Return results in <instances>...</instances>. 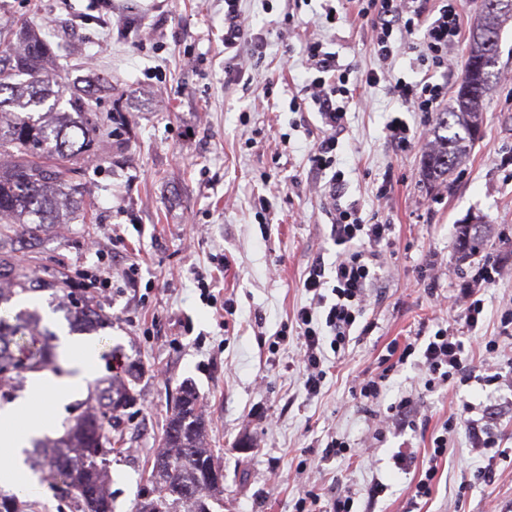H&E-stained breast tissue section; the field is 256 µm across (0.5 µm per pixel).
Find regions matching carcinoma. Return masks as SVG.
Listing matches in <instances>:
<instances>
[{
    "label": "carcinoma",
    "instance_id": "obj_1",
    "mask_svg": "<svg viewBox=\"0 0 512 512\" xmlns=\"http://www.w3.org/2000/svg\"><path fill=\"white\" fill-rule=\"evenodd\" d=\"M512 18V7L481 11L467 48L464 75L448 109L437 114L434 141L423 157V176L446 181L480 138L484 97L498 70L470 72L487 49L478 32L499 34ZM68 57L64 43L50 44L21 30L17 41L0 39V224H14L19 242H32L64 213L86 209L84 186L77 176L85 163L97 158L100 143L110 140L112 121L99 114L91 90L65 98L57 75L46 68L52 52ZM67 107H61L62 101ZM12 235V236H14ZM12 236L0 231V304L60 287V282L28 271L23 248L7 247ZM485 225L478 220L457 226L463 257L484 249ZM66 300L52 304L71 329L97 331L111 325L100 304L69 290ZM32 345L24 346L25 337ZM57 334L43 325L38 306L19 310L13 319L0 315V398L24 391L27 374L57 369ZM135 400L131 382L114 375L90 385L89 397L78 403L79 413L67 420L55 439L34 440L24 452V464L40 479L63 490L75 512H113L109 485V456L117 441L118 412ZM208 424L191 384L181 386L168 418L163 449L154 459L151 495L135 512H212L224 493V469L207 444ZM16 495L0 492V512H30Z\"/></svg>",
    "mask_w": 512,
    "mask_h": 512
}]
</instances>
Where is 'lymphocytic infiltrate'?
Wrapping results in <instances>:
<instances>
[{
  "instance_id": "lymphocytic-infiltrate-1",
  "label": "lymphocytic infiltrate",
  "mask_w": 512,
  "mask_h": 512,
  "mask_svg": "<svg viewBox=\"0 0 512 512\" xmlns=\"http://www.w3.org/2000/svg\"><path fill=\"white\" fill-rule=\"evenodd\" d=\"M241 0H224V50L230 64L224 69L227 80L238 75L236 64L245 52H262L265 42L254 33L252 24L240 7ZM358 16L371 29L372 50L379 62L392 59L396 50L393 34L409 36L420 34L421 40L413 45L419 65L427 69V77L411 83L404 78L392 79L391 87L412 111H437L445 96V84L435 82L436 74H447L452 63L449 48L459 43L462 31L463 4L461 0H358ZM308 83V101L293 102L296 112L315 105L323 128L310 155L311 170L326 179L327 195L332 216L331 234L337 246L333 265L316 261L303 281L306 292L311 293L310 305L301 307L296 314L302 341L301 362L304 366L303 387L308 396H317L326 378L323 368V347L331 345L334 352L345 351L350 336L363 317L367 298L379 280L382 253L380 246L387 241L389 225L365 222L357 204L341 206L344 176L336 168V150L345 131V119L350 104L348 87L350 72L343 68L335 53L324 50L321 41H307L303 49ZM501 272L496 258H487L478 265L475 284L461 288L452 303L460 321L468 328H476L483 318L484 302L480 297V284L494 282ZM466 343L462 336L440 327L424 342L406 343L396 362L361 382L359 397L364 402L377 403L384 383L397 365L405 364L412 355H419L427 374V391L460 382L481 379L483 384L499 382L502 368L512 369V360L505 366L484 364L480 369L464 365ZM457 428L456 418H448L440 435L432 440V448L425 471L417 477L413 496L429 498L438 479L439 466L448 452V441Z\"/></svg>"
}]
</instances>
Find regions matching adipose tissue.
<instances>
[{
	"instance_id": "obj_1",
	"label": "adipose tissue",
	"mask_w": 512,
	"mask_h": 512,
	"mask_svg": "<svg viewBox=\"0 0 512 512\" xmlns=\"http://www.w3.org/2000/svg\"><path fill=\"white\" fill-rule=\"evenodd\" d=\"M71 356V372L65 376L45 374L31 384L25 399L0 409V449L6 450L7 461L0 464V486L30 494L38 489V483L22 463L23 448L29 447L32 438L48 434L53 429L50 416L39 413V403H59L84 388L85 380L95 369L97 345L83 340L68 343ZM28 416L24 428L15 425L18 415Z\"/></svg>"
}]
</instances>
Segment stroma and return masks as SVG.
<instances>
[{
	"label": "stroma",
	"mask_w": 512,
	"mask_h": 512,
	"mask_svg": "<svg viewBox=\"0 0 512 512\" xmlns=\"http://www.w3.org/2000/svg\"><path fill=\"white\" fill-rule=\"evenodd\" d=\"M334 5L335 22H327L323 0H309L290 23L283 0L269 13L261 0H242L267 47L245 56L240 83L228 86L224 0H0L12 20L70 46L68 59L51 62L67 87L86 83L91 72L111 73L96 97L102 112H122L114 143L101 149L114 163L93 161L82 171L87 220L44 232L31 265L73 286L97 262L90 242L112 256V285L98 295L112 325L93 336L92 376L131 363L140 370L138 400L120 420L123 449L110 458L114 512H133L148 490L172 397L186 382L198 391L224 469V498L213 512H294L299 492L311 487L351 492L353 512H512V458L497 460L493 481L460 494L461 482L485 464L466 429L449 440L430 499L412 498L418 467L403 472L392 461L406 441L426 459L432 437L466 403H507L493 429L501 447L512 448L511 385L493 392L471 382L453 396L444 387L428 392L424 369L409 363L390 376L374 406L355 394L378 373L389 343L405 344L439 320L459 327L445 299L475 272L455 236L473 217L490 225L487 251L503 268L481 289L484 318L468 360L487 359L485 336L497 337L499 361L512 357V335L500 332V315L512 307V179L499 166L512 154V20L500 32V75L485 101L484 134L454 175L433 186L421 158L434 138V116L407 111L388 82L361 83L379 66L371 32L354 0ZM311 38L351 70L354 100L336 150L340 203L393 226L380 287L363 316L374 329L345 353L325 349L327 376L314 397L303 389L296 331L280 349L269 346L309 304L303 281L311 263L334 259L324 184L309 173L321 117L312 107L289 109L307 83L303 48ZM268 82L267 98L261 88ZM395 116L410 128L402 151L387 140L385 126ZM382 188L388 195L381 200ZM201 278L213 299L201 298ZM405 395L417 399L418 430L375 443L388 405ZM334 435L351 446L345 458L324 454ZM378 481L387 490L369 500L366 491Z\"/></svg>",
	"instance_id": "1"
}]
</instances>
